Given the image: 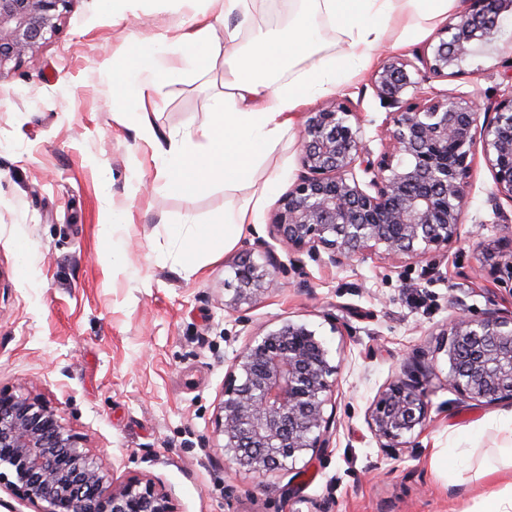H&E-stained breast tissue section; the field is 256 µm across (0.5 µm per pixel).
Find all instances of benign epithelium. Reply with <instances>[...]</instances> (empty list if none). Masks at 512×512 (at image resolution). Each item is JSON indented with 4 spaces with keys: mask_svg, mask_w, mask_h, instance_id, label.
<instances>
[{
    "mask_svg": "<svg viewBox=\"0 0 512 512\" xmlns=\"http://www.w3.org/2000/svg\"><path fill=\"white\" fill-rule=\"evenodd\" d=\"M71 0H0V74L36 54ZM466 7L435 35L432 54L411 61L388 57L373 75L390 113L389 146L371 158L358 113L346 105L310 113L301 131L302 172L278 202L271 237L293 253L328 254L337 265L378 251L425 259L461 239L476 142L496 188L512 198V95L480 112L464 96L421 91V82L448 77V67L499 27L512 0H465ZM419 75L414 79L413 75ZM371 176L362 187L356 170ZM280 266L236 264L228 310L252 304L279 284ZM448 385L466 399L512 403V316H453ZM339 366L307 325L285 321L256 336L235 356L215 415L233 460L258 478L329 447L334 419L324 406L335 395ZM427 391L398 375L370 405L366 423L382 448H404L425 429ZM23 499L41 512H173L167 493L150 480L109 479L82 451L47 403L0 389V465Z\"/></svg>",
    "mask_w": 512,
    "mask_h": 512,
    "instance_id": "benign-epithelium-1",
    "label": "benign epithelium"
}]
</instances>
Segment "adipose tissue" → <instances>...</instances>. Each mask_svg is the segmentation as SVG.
Listing matches in <instances>:
<instances>
[{
  "label": "adipose tissue",
  "instance_id": "1",
  "mask_svg": "<svg viewBox=\"0 0 512 512\" xmlns=\"http://www.w3.org/2000/svg\"><path fill=\"white\" fill-rule=\"evenodd\" d=\"M214 19L238 17L236 26L215 36L212 22L190 31L161 36L149 46L128 51L122 68L102 64L100 77L113 97L125 104L122 121L152 149L157 177L175 192L224 186V210L211 222L185 215L167 231L174 256L189 273L204 260L233 247L244 225L253 223L277 180L269 158L288 138L294 114L305 100L335 93L369 70L375 49L401 16L403 37L425 34L447 21L461 0H304L283 31L254 26V0H205ZM334 26L345 51L321 54L312 24ZM250 29L249 43L240 32ZM224 63L221 93L196 124L158 132L146 92L159 88L173 72L207 73ZM289 80H282L284 70Z\"/></svg>",
  "mask_w": 512,
  "mask_h": 512
}]
</instances>
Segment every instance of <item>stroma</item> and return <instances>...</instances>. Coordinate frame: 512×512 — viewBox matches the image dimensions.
<instances>
[{"label":"stroma","instance_id":"1","mask_svg":"<svg viewBox=\"0 0 512 512\" xmlns=\"http://www.w3.org/2000/svg\"><path fill=\"white\" fill-rule=\"evenodd\" d=\"M194 27L192 11L168 0H72L36 59L0 74V388L46 400L108 475L159 481L175 512H488L511 469L479 479L462 470L451 482L431 464L438 448L492 454L502 441L493 419L512 411L449 387L442 334L460 312L512 314V298L483 271L505 261L499 244L512 236V198L497 190L483 150L461 240L434 267L378 254L336 267L289 256L269 226L302 171L309 114L347 105L360 112L372 154L387 146L391 107L364 73L301 106L287 146L268 161L279 177L267 205L232 248L186 273L166 229L188 213L205 223L222 212L224 187L176 193L156 181L150 148L116 118L95 67L143 38ZM511 47L507 10L448 78L421 88L498 102L512 95L500 64ZM223 79L218 62L150 91L155 125L202 120ZM115 207L128 209V222L109 242L99 228ZM116 245L126 251L121 268L111 264ZM246 252L280 263L284 285L230 311L224 284ZM288 319L314 330L339 367L335 422L329 448L259 480L223 449L214 416L236 354ZM406 362L428 392L427 426L408 447L383 448L365 416Z\"/></svg>","mask_w":512,"mask_h":512}]
</instances>
